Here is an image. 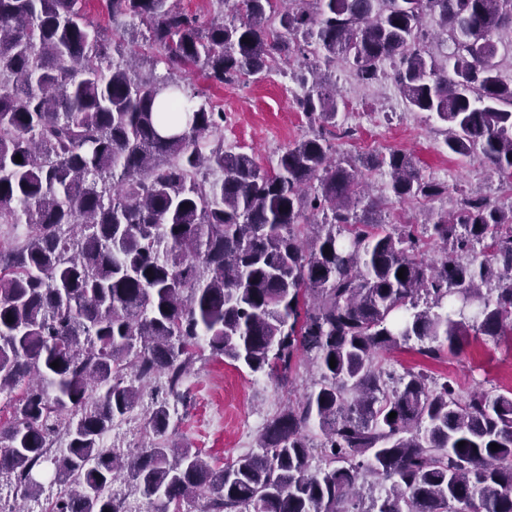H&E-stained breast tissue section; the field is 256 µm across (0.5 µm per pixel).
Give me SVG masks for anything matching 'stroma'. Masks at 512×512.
I'll return each instance as SVG.
<instances>
[{
  "label": "stroma",
  "instance_id": "35a3bbf8",
  "mask_svg": "<svg viewBox=\"0 0 512 512\" xmlns=\"http://www.w3.org/2000/svg\"><path fill=\"white\" fill-rule=\"evenodd\" d=\"M305 64L304 58L297 57L280 63L260 80L244 78L224 86L210 84L194 72L183 80L204 91L223 110L225 149L248 153L266 167L289 144L312 132L308 119L294 105ZM330 70L336 79L337 123L351 131L350 136L334 139L337 153L357 158L403 151L414 157L425 178L448 187L440 197L403 201L388 192L387 169L369 171L370 193L382 200L379 220L419 227L429 214L453 211L463 192L485 195L503 209L512 208V181L500 178L479 157L449 154L443 143L444 124L427 113L410 111L389 78L362 82L340 60ZM377 365L395 375L412 369L446 378L464 394L474 389L503 392L512 390V336L493 343L471 335L460 353H448L439 360L427 359L404 345L379 354ZM315 377V369L302 361L285 383L278 384L212 356L205 347L198 350L181 387L186 400L168 399L162 375L150 382L147 395L168 399L171 440L188 444L207 462L221 466L254 449L266 420L288 399L300 398ZM144 415L140 407L115 421L104 437L105 445L124 454L137 452L144 439Z\"/></svg>",
  "mask_w": 512,
  "mask_h": 512
}]
</instances>
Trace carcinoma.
Listing matches in <instances>:
<instances>
[{
    "label": "carcinoma",
    "instance_id": "1",
    "mask_svg": "<svg viewBox=\"0 0 512 512\" xmlns=\"http://www.w3.org/2000/svg\"><path fill=\"white\" fill-rule=\"evenodd\" d=\"M180 2L105 0L113 25L146 28L142 74L81 0H0V74L15 77L0 89V219L25 225L0 239V479L35 499L52 469L69 487L52 512H128L104 494L117 480L155 512L194 498L207 512H512V390L463 397L413 370L390 389L376 364L412 340L435 360L470 334L512 335V210L461 194L425 225L448 246L429 260L412 227L373 218L365 172L388 168L398 199L448 186L398 150L332 158L338 105L318 68L295 104L319 130L269 169L224 150V112L178 80L261 76L307 47L364 82L388 60L411 111L446 124L448 152L509 178L512 82L491 35L512 26V0H233L232 19L205 24ZM428 15L442 57L417 42ZM202 338L270 380L299 356L318 378L265 423L257 451L222 467L168 441L165 402L137 454L105 447L156 375L182 396Z\"/></svg>",
    "mask_w": 512,
    "mask_h": 512
}]
</instances>
